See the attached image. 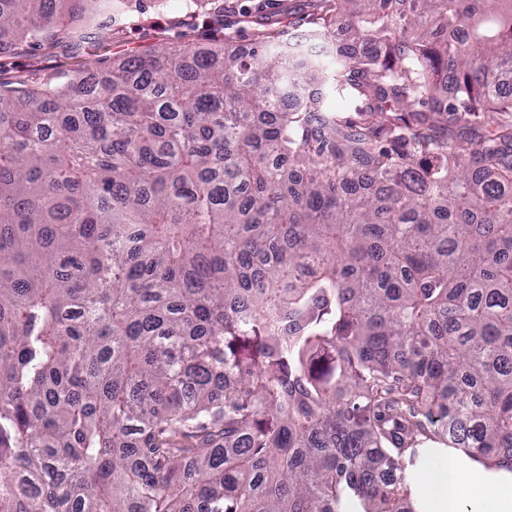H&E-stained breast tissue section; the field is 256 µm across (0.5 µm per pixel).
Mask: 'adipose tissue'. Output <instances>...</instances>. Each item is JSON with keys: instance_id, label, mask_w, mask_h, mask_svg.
Masks as SVG:
<instances>
[{"instance_id": "adipose-tissue-1", "label": "adipose tissue", "mask_w": 512, "mask_h": 512, "mask_svg": "<svg viewBox=\"0 0 512 512\" xmlns=\"http://www.w3.org/2000/svg\"><path fill=\"white\" fill-rule=\"evenodd\" d=\"M424 479L433 490L432 512H459L460 504L476 493L481 496L484 512H512V485L478 488L458 479L451 465L425 474Z\"/></svg>"}]
</instances>
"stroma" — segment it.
Here are the masks:
<instances>
[{"label": "stroma", "mask_w": 512, "mask_h": 512, "mask_svg": "<svg viewBox=\"0 0 512 512\" xmlns=\"http://www.w3.org/2000/svg\"><path fill=\"white\" fill-rule=\"evenodd\" d=\"M143 3V11L133 23L97 29L81 42L0 48V81H29L47 73L72 75L91 62L106 65L145 52L162 38L213 47L229 40L240 51L247 50L262 30L281 33L283 40L293 41L310 29L313 14L310 0H224V13L216 18L205 4L190 8L185 0ZM448 463L462 476L480 482L487 479V471L448 449L421 455L410 472L420 512H431L424 475Z\"/></svg>", "instance_id": "stroma-1"}]
</instances>
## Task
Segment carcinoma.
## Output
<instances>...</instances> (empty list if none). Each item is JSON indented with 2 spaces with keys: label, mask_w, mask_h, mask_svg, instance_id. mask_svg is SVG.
I'll list each match as a JSON object with an SVG mask.
<instances>
[{
  "label": "carcinoma",
  "mask_w": 512,
  "mask_h": 512,
  "mask_svg": "<svg viewBox=\"0 0 512 512\" xmlns=\"http://www.w3.org/2000/svg\"><path fill=\"white\" fill-rule=\"evenodd\" d=\"M132 1L0 0V45ZM318 2L310 54L0 83V512H413L428 441L512 473V0Z\"/></svg>",
  "instance_id": "carcinoma-1"
}]
</instances>
